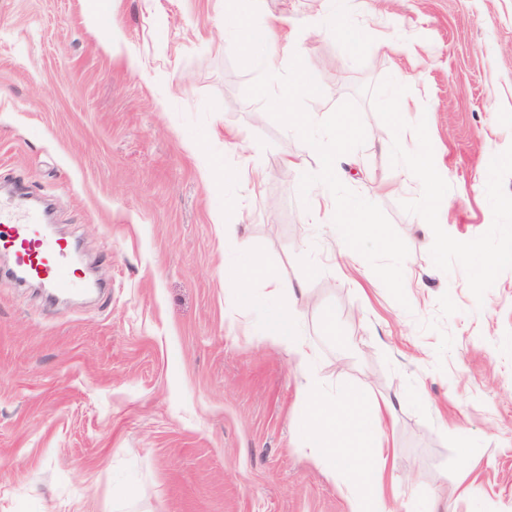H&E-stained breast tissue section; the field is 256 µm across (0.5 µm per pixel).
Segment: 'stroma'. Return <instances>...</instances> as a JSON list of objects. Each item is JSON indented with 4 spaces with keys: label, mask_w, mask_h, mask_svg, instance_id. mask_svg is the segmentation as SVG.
Returning <instances> with one entry per match:
<instances>
[{
    "label": "stroma",
    "mask_w": 512,
    "mask_h": 512,
    "mask_svg": "<svg viewBox=\"0 0 512 512\" xmlns=\"http://www.w3.org/2000/svg\"><path fill=\"white\" fill-rule=\"evenodd\" d=\"M329 5L239 0L250 26L291 18V51L265 67L302 57L323 88L305 101L314 121L357 104L366 141L341 181L408 246L405 307L309 223L299 183L319 157L246 97L258 71L235 59L225 0H112L96 31L85 0H0V175L50 196L56 236L101 279L55 304L0 274V512H349L300 438L288 354L248 330L266 304L232 292L255 254L304 285L326 390L393 401L386 512H512V269L479 304L460 267L434 266L401 208L422 188L382 150L392 133L362 92L407 86L404 118L426 120L450 185L445 231L485 233L489 164L512 146V0H346L358 48L318 32Z\"/></svg>",
    "instance_id": "obj_1"
}]
</instances>
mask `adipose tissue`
Segmentation results:
<instances>
[{
    "mask_svg": "<svg viewBox=\"0 0 512 512\" xmlns=\"http://www.w3.org/2000/svg\"><path fill=\"white\" fill-rule=\"evenodd\" d=\"M257 277L266 280L267 296L277 302L299 292L298 287L281 280L262 259L255 257L234 274L237 301L242 307L256 305L249 283ZM261 333L287 351L301 377L299 431L307 447L312 448L316 462L328 465L330 475L337 478L350 512H383L388 460L382 455L378 437L392 416L391 403L374 405L358 393L323 396L315 353L301 333L295 310L278 305L269 309ZM341 439L348 443V453L339 452L337 442Z\"/></svg>",
    "mask_w": 512,
    "mask_h": 512,
    "instance_id": "adipose-tissue-1",
    "label": "adipose tissue"
}]
</instances>
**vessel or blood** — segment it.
<instances>
[{"instance_id": "b4317fda", "label": "vessel or blood", "mask_w": 512, "mask_h": 512, "mask_svg": "<svg viewBox=\"0 0 512 512\" xmlns=\"http://www.w3.org/2000/svg\"><path fill=\"white\" fill-rule=\"evenodd\" d=\"M45 223L44 209L30 201L26 188L0 197V250L15 259L12 276L35 281L56 296L84 291L69 242L48 233Z\"/></svg>"}]
</instances>
